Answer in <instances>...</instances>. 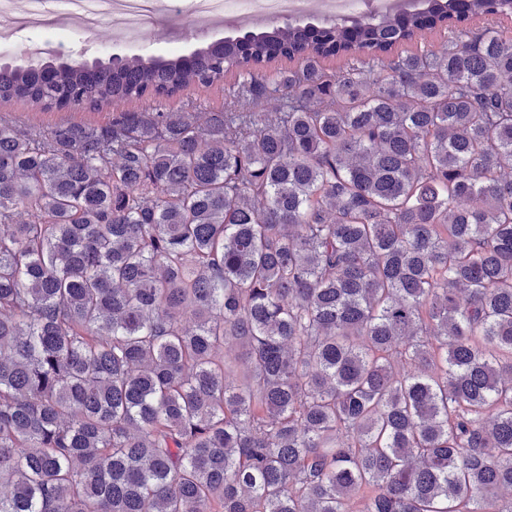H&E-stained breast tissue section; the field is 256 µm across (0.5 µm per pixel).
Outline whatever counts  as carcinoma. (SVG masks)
I'll list each match as a JSON object with an SVG mask.
<instances>
[{
	"label": "carcinoma",
	"instance_id": "obj_1",
	"mask_svg": "<svg viewBox=\"0 0 512 512\" xmlns=\"http://www.w3.org/2000/svg\"><path fill=\"white\" fill-rule=\"evenodd\" d=\"M495 15L0 65V106H112L0 111V512H512V35L464 25ZM229 73L220 112L123 109ZM16 114L22 124H41V126H50L57 122L61 116L67 115L73 121L78 122H100L103 121L109 112H112L111 107H105L101 111L91 113L89 111H72V112H40L31 106H14L8 109Z\"/></svg>",
	"mask_w": 512,
	"mask_h": 512
}]
</instances>
